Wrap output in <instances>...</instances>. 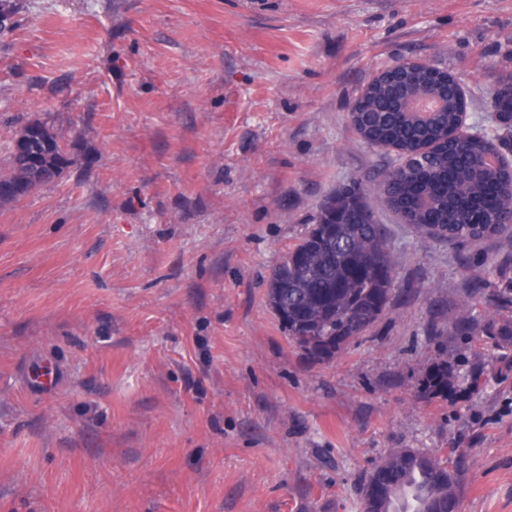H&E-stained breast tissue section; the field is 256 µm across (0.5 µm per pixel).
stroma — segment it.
<instances>
[{"label":"stroma","mask_w":512,"mask_h":512,"mask_svg":"<svg viewBox=\"0 0 512 512\" xmlns=\"http://www.w3.org/2000/svg\"><path fill=\"white\" fill-rule=\"evenodd\" d=\"M405 59L494 127L512 0H20L0 115L51 119L77 164L0 208V512H360L392 448L461 463L462 512H512V340L451 332L512 236L422 244L375 197L410 295L325 362L267 303L326 196L382 164L348 108ZM441 362L447 396L418 397Z\"/></svg>","instance_id":"obj_1"}]
</instances>
